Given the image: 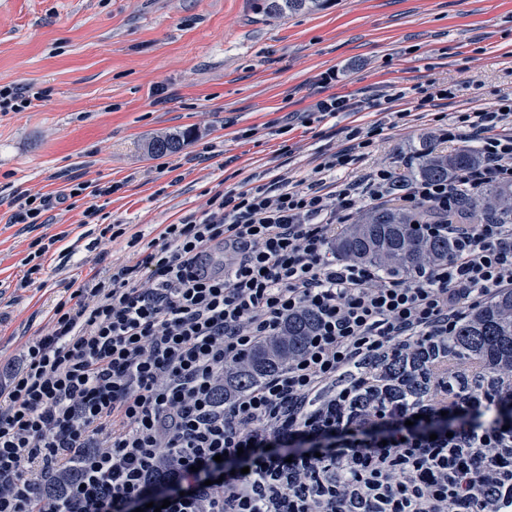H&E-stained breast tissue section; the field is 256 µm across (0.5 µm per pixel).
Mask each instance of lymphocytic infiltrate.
Here are the masks:
<instances>
[{
  "label": "lymphocytic infiltrate",
  "instance_id": "obj_1",
  "mask_svg": "<svg viewBox=\"0 0 512 512\" xmlns=\"http://www.w3.org/2000/svg\"><path fill=\"white\" fill-rule=\"evenodd\" d=\"M407 117L348 127L299 180L214 196L59 301L0 370V512H512V391L455 382L438 349L512 288V223L445 221L462 189L512 184V95L443 129L483 159L458 180L357 172ZM87 192L112 189L22 194L12 221ZM391 198L435 212L422 231L460 244L446 263L405 279L337 259L338 227ZM303 308L317 318L303 352L215 411L225 364ZM414 356L422 394L382 377ZM166 456L179 467L157 474ZM69 468L63 496L39 494L48 470Z\"/></svg>",
  "mask_w": 512,
  "mask_h": 512
}]
</instances>
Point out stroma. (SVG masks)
<instances>
[{
	"label": "stroma",
	"instance_id": "1",
	"mask_svg": "<svg viewBox=\"0 0 512 512\" xmlns=\"http://www.w3.org/2000/svg\"><path fill=\"white\" fill-rule=\"evenodd\" d=\"M337 69L336 83L321 73ZM437 81L456 96L418 114L413 88ZM0 84H30L42 100L0 112V364L18 352L99 260H137L131 236L152 238L206 209L253 176L300 179L321 151L345 146V129L369 125L375 98L411 114L384 131L370 162L414 156L454 116L512 92V0H319L286 14L265 0H0ZM350 95L362 112L309 125L317 100ZM183 134L176 153L155 140ZM119 191L76 197L34 230L8 204L27 191L56 195L72 182ZM96 224L85 223L89 205ZM127 234L97 243L99 226ZM60 235L41 283L22 282L21 261L39 236Z\"/></svg>",
	"mask_w": 512,
	"mask_h": 512
}]
</instances>
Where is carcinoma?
Returning <instances> with one entry per match:
<instances>
[{
  "label": "carcinoma",
  "instance_id": "carcinoma-1",
  "mask_svg": "<svg viewBox=\"0 0 512 512\" xmlns=\"http://www.w3.org/2000/svg\"><path fill=\"white\" fill-rule=\"evenodd\" d=\"M316 0H267L266 9L275 14L299 11ZM185 137L169 136L153 143L158 153L176 152ZM481 164V157L469 147L444 154L424 144L416 167L403 179L456 180L463 172ZM462 215L476 223L512 221V185L487 184L476 191L461 193ZM420 217L395 205L374 206L349 225L336 240V253L343 260L357 261L403 277L443 263L457 247L451 236L428 237L417 228ZM316 327V317L303 311L289 317L279 335L260 342L250 353L230 362L224 369V387L217 389L215 404L261 383L268 375L304 350ZM448 349L459 362L481 370L486 381L512 378V288H505L471 309ZM79 477L71 471L48 472L42 490L49 496L64 493Z\"/></svg>",
  "mask_w": 512,
  "mask_h": 512
}]
</instances>
